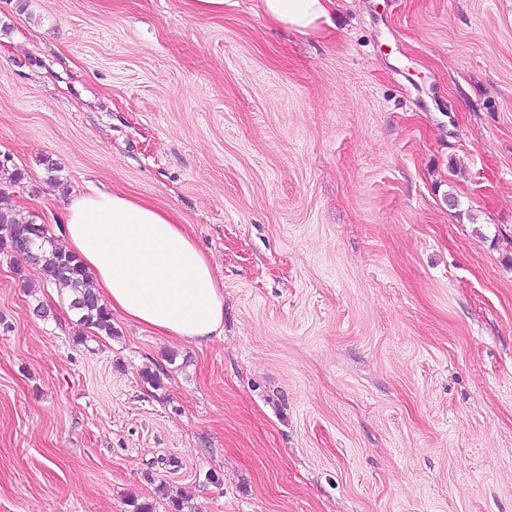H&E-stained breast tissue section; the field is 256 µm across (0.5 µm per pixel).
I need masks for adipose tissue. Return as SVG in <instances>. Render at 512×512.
<instances>
[{
	"label": "adipose tissue",
	"instance_id": "adipose-tissue-1",
	"mask_svg": "<svg viewBox=\"0 0 512 512\" xmlns=\"http://www.w3.org/2000/svg\"><path fill=\"white\" fill-rule=\"evenodd\" d=\"M271 20L304 36L330 24L333 0H259ZM64 246L93 273L112 311L187 343L224 332V301L211 260L177 214L119 191L75 196Z\"/></svg>",
	"mask_w": 512,
	"mask_h": 512
}]
</instances>
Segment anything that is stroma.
Segmentation results:
<instances>
[{
    "instance_id": "1",
    "label": "stroma",
    "mask_w": 512,
    "mask_h": 512,
    "mask_svg": "<svg viewBox=\"0 0 512 512\" xmlns=\"http://www.w3.org/2000/svg\"><path fill=\"white\" fill-rule=\"evenodd\" d=\"M333 13L0 0L17 216L149 201L224 293L201 346L80 338L0 251V512H512V0ZM271 20L300 35H320L330 26L333 0H259Z\"/></svg>"
}]
</instances>
